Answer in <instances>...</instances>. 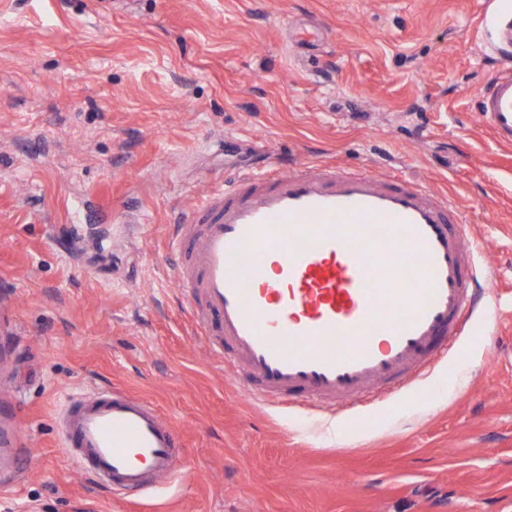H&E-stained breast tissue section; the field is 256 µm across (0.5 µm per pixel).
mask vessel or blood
I'll return each instance as SVG.
<instances>
[{
  "label": "vessel or blood",
  "mask_w": 512,
  "mask_h": 512,
  "mask_svg": "<svg viewBox=\"0 0 512 512\" xmlns=\"http://www.w3.org/2000/svg\"><path fill=\"white\" fill-rule=\"evenodd\" d=\"M489 23L512 50V0ZM512 143V70L477 93ZM447 196L396 176L300 165L241 175L204 197L172 239L189 316L260 402L345 408L412 384L474 332L489 291ZM73 465L118 491L166 485L174 424L126 391L78 393L59 413Z\"/></svg>",
  "instance_id": "vessel-or-blood-1"
}]
</instances>
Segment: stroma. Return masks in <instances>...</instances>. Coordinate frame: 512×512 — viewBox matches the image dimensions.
I'll return each mask as SVG.
<instances>
[{
  "label": "stroma",
  "instance_id": "obj_1",
  "mask_svg": "<svg viewBox=\"0 0 512 512\" xmlns=\"http://www.w3.org/2000/svg\"><path fill=\"white\" fill-rule=\"evenodd\" d=\"M490 0H0V512H512V144L478 120ZM326 31L303 44L304 29ZM375 167L462 210L498 306L400 394L252 400L186 317L174 224L218 182ZM177 426L176 478L73 467V393Z\"/></svg>",
  "mask_w": 512,
  "mask_h": 512
}]
</instances>
